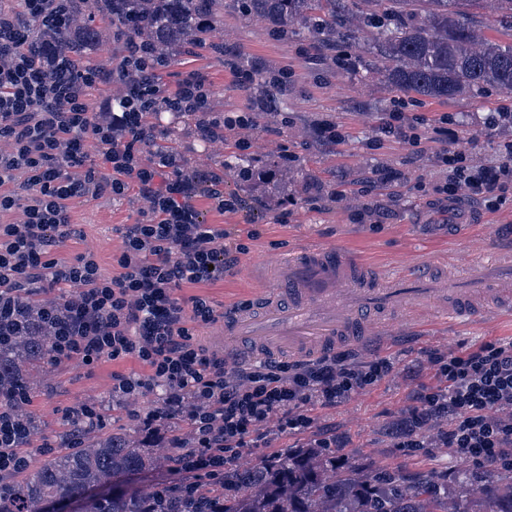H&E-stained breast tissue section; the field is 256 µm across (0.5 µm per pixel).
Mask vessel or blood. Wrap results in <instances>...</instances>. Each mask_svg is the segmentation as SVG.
I'll list each match as a JSON object with an SVG mask.
<instances>
[{"label": "vessel or blood", "instance_id": "1", "mask_svg": "<svg viewBox=\"0 0 512 512\" xmlns=\"http://www.w3.org/2000/svg\"><path fill=\"white\" fill-rule=\"evenodd\" d=\"M500 270L489 278L474 262L462 287L444 289L423 276L417 265L399 272L374 270L351 255L313 248L281 260L276 281L288 284L287 299L276 289L261 291L250 308L224 309V350L234 352L247 341L246 360L285 352L308 360L341 345L377 343L396 314H404L408 332L426 330L429 322L445 319L459 327L512 318L511 277Z\"/></svg>", "mask_w": 512, "mask_h": 512}]
</instances>
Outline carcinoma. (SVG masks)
<instances>
[{
  "label": "carcinoma",
  "instance_id": "1",
  "mask_svg": "<svg viewBox=\"0 0 512 512\" xmlns=\"http://www.w3.org/2000/svg\"><path fill=\"white\" fill-rule=\"evenodd\" d=\"M215 0H66L70 14L86 11L112 17L121 34L164 50L192 44L217 29ZM346 0H241L242 11L277 25L288 38V23H310L332 47L359 44L360 18L343 9ZM470 0H359L370 15H383L376 31L381 54L372 67L391 86L427 100H448L496 89L512 94V42L482 36L463 6ZM496 23L512 30V0H493ZM33 40L62 43L78 55L97 33L28 24ZM54 363L51 337L31 330L0 348V390H30V367ZM162 436L141 433L132 441L122 427H100L85 443L78 424L63 441L67 451L48 454L16 474L0 492V512H45L60 503L71 512H146L149 492L118 484L122 475L176 467L170 446L175 423L156 421ZM222 512H512V476L495 465L460 470L454 487L433 471L405 475L399 470L360 471L328 448H287L250 465L224 469Z\"/></svg>",
  "mask_w": 512,
  "mask_h": 512
}]
</instances>
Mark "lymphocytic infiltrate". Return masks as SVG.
Segmentation results:
<instances>
[{
	"label": "lymphocytic infiltrate",
	"instance_id": "obj_1",
	"mask_svg": "<svg viewBox=\"0 0 512 512\" xmlns=\"http://www.w3.org/2000/svg\"><path fill=\"white\" fill-rule=\"evenodd\" d=\"M17 2L18 9H0V341L37 324L50 333L56 360L86 367L106 358L139 362L144 377L113 372L112 393L164 387V406L186 419L193 445L177 472L156 486L194 498L202 497L203 484H223L225 464L245 449L270 447V431H311L314 407L343 405L395 373V360L379 353L232 364L203 347L197 335L216 311L200 296L184 304L177 291L234 273L245 247L226 246L223 225L207 223L199 201L208 198L220 211L237 201L225 198L223 174L188 172L173 151L148 159L144 150L162 134L152 115L192 113L198 135L211 144L225 129L250 127L252 114L214 116L210 88L196 71L166 91L147 47L135 44L122 61L116 103L91 111L99 73L79 68L59 43L35 52L24 24L49 18L68 28L72 17L53 14V0ZM505 154L497 171L483 174L462 151L445 150L448 182L438 195L456 199L464 184L485 202L498 201L512 186V144ZM131 191L145 207L140 220L123 227L115 275L102 276L90 253L58 263L56 251L75 235L73 203ZM39 283L61 296L35 299ZM420 365L435 382L416 390L398 426V447H424L425 431L437 425L460 463L512 468V338L456 353L430 349ZM8 402L0 407V473L19 472L32 460L19 446L28 428L17 414L29 397L15 394Z\"/></svg>",
	"mask_w": 512,
	"mask_h": 512
}]
</instances>
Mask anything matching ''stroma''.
I'll list each match as a JSON object with an SVG mask.
<instances>
[{
    "label": "stroma",
    "mask_w": 512,
    "mask_h": 512,
    "mask_svg": "<svg viewBox=\"0 0 512 512\" xmlns=\"http://www.w3.org/2000/svg\"><path fill=\"white\" fill-rule=\"evenodd\" d=\"M214 12L225 45L237 49L241 67L257 69V81L266 80L271 70L284 67L289 72L288 92L275 107L256 114L251 129L226 130L223 142H202L195 120L175 119L166 112L156 117L161 128H177L178 136L168 148L181 156L185 170H223L224 193L237 198L236 210L222 213L206 200L200 206L207 223L223 225L227 244L246 242L249 255L268 265L312 245L360 253L380 269L418 258L434 266L443 283L464 274L473 259L496 260L499 243L512 237V191L489 208L467 190L457 201L437 202L434 188L448 178L436 160L442 148L465 152L478 168L503 163V144L512 140V124L495 128L486 122L503 94L419 102L373 77V33H366L358 48L331 50L300 24L293 26L288 38L279 37L270 22L244 14L237 0H216ZM93 25L98 38L86 50L89 60L108 59L120 65L125 42L111 19L99 15ZM170 57L171 65L159 76L167 90H175L186 72L196 70L213 88L211 104L217 115L250 109V91L235 84L223 55L208 47L175 46ZM399 100L407 118L420 120L417 144L382 131ZM329 127L336 131L337 141L328 140ZM451 129L464 132V139H449ZM243 137L249 139V149H238ZM243 156L251 158L254 177L240 187L228 165ZM384 170L393 174L386 183L378 179ZM142 206L132 193L75 204L71 218L79 236L58 251V259L88 251L101 273L111 276L112 258L123 245L119 229L133 223ZM252 288V281L238 273L205 287L183 286L178 295L185 301L208 297L220 310L248 299ZM511 336L512 320L500 321L492 329L476 324L454 334L437 329L411 336L387 329L381 351L394 357L398 374L344 405L315 409L317 423L334 432L337 455L353 465L452 476L458 462L450 449L409 452L395 445L390 424L410 405L416 388L430 380L427 371L411 379L403 370L425 349L460 351ZM116 370L134 377L144 374L132 360L115 364L107 359L88 370L72 359L34 369L27 410L39 429L31 439V454L58 451L69 410L84 401L99 404L104 423L136 432L149 402L160 399L163 390L154 388L143 397L113 396Z\"/></svg>",
    "instance_id": "35a3bbf8"
}]
</instances>
